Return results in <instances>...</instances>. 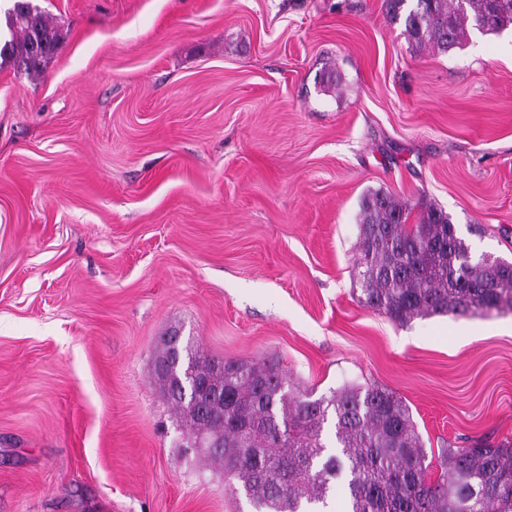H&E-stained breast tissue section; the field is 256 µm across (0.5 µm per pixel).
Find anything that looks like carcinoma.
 I'll return each mask as SVG.
<instances>
[{"label":"carcinoma","mask_w":512,"mask_h":512,"mask_svg":"<svg viewBox=\"0 0 512 512\" xmlns=\"http://www.w3.org/2000/svg\"><path fill=\"white\" fill-rule=\"evenodd\" d=\"M417 45L446 53L471 29L497 34L512 27V0H385ZM11 38L0 64L42 73L61 36L31 0L7 11ZM413 207L375 191L361 204L355 277L366 306L405 324L419 316L512 309V267L475 260L448 213ZM156 384L193 440L220 463L224 485L257 512H311L325 507L342 480L347 512H512V444L478 440L429 458L409 406L378 385H346L311 400L267 360L216 361L192 345L166 344ZM333 421L336 452L326 453L322 429Z\"/></svg>","instance_id":"carcinoma-1"}]
</instances>
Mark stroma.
Masks as SVG:
<instances>
[{
  "label": "stroma",
  "mask_w": 512,
  "mask_h": 512,
  "mask_svg": "<svg viewBox=\"0 0 512 512\" xmlns=\"http://www.w3.org/2000/svg\"><path fill=\"white\" fill-rule=\"evenodd\" d=\"M0 68V512H248L185 450L163 336L387 387L427 451L512 443V310L391 321L353 277L383 190L512 262V31L445 54L384 0H34ZM10 40L0 42V66L13 63L17 72L39 75L57 53L61 36L45 13L30 0H15L7 11Z\"/></svg>",
  "instance_id": "1"
}]
</instances>
